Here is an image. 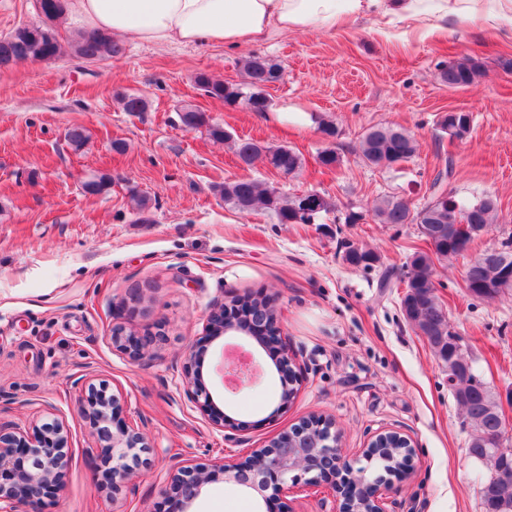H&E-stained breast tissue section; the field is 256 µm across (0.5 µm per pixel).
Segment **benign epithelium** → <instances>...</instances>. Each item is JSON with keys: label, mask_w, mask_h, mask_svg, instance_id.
<instances>
[{"label": "benign epithelium", "mask_w": 512, "mask_h": 512, "mask_svg": "<svg viewBox=\"0 0 512 512\" xmlns=\"http://www.w3.org/2000/svg\"><path fill=\"white\" fill-rule=\"evenodd\" d=\"M228 314L224 305L213 308L206 319L205 329L211 336H223L236 332L227 326ZM112 346L132 354V358L144 356V344L125 336L124 331L112 329ZM448 382L453 386L456 402L463 403L468 392L457 385L460 378L470 371V362L461 360L452 353L448 355ZM222 382H228L229 375L236 376L234 389H241L260 378L261 368L254 357L249 355V365L242 370L231 372L226 365L219 368ZM179 387L183 388L188 402L202 414L208 416L214 425L224 427V413L218 411L210 391L207 389L203 372L186 371L181 376ZM92 391L87 403L79 408V416L88 420L95 430L100 455L112 461V485L118 486L134 477L128 458L136 457V451L146 447L145 437L139 429L126 423L110 428L115 415V400L105 391L88 384ZM306 423L295 427L297 438L290 433L280 434L270 448H261L243 463L223 461L212 469H199L185 475L186 467L172 469L165 478V493L172 501V512H196L195 505L207 487L221 479L241 491L265 497L269 489L283 492L288 483L296 481L294 472L304 470L317 472L322 478L328 475L339 477L336 491L343 495V512L350 510L351 502L358 497L372 504L370 512H384L382 485L387 478H376L369 474L372 458L365 456L367 465L353 470L342 462L340 449L336 448V432L327 424L326 439L317 452L309 453L300 447V437ZM69 433L67 426L57 420L33 425L31 430L0 433V512H16L17 504L37 501L61 482L69 461ZM489 449L480 459L487 471V486L497 498L500 512H512V494L499 493L501 483L507 481L504 472L508 452L503 437L488 441Z\"/></svg>", "instance_id": "benign-epithelium-1"}]
</instances>
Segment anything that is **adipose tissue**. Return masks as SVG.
<instances>
[{
  "instance_id": "1",
  "label": "adipose tissue",
  "mask_w": 512,
  "mask_h": 512,
  "mask_svg": "<svg viewBox=\"0 0 512 512\" xmlns=\"http://www.w3.org/2000/svg\"><path fill=\"white\" fill-rule=\"evenodd\" d=\"M68 12L82 28L130 42L235 47L357 18L411 21L427 33L450 19L497 23L512 18V0H69Z\"/></svg>"
}]
</instances>
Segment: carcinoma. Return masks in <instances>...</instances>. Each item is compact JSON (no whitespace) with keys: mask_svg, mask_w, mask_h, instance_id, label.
I'll return each instance as SVG.
<instances>
[{"mask_svg":"<svg viewBox=\"0 0 512 512\" xmlns=\"http://www.w3.org/2000/svg\"><path fill=\"white\" fill-rule=\"evenodd\" d=\"M47 21L38 24H21L0 39V67L19 61L35 60L51 63L62 54L59 30L67 15V0H41ZM71 53L77 59L96 62L110 59L122 53V47L111 35L98 31H80L71 43ZM284 71L278 61L252 54L243 61L241 80L224 82L206 72H199L194 83L204 95L224 101L231 107H241L250 112H266L271 107L267 94L269 84L276 81ZM483 75L481 65L472 58H463L448 64L440 72V80L450 88L472 85ZM122 109L132 115L148 110L147 99L139 94H124ZM181 124L188 130L205 128L214 142L233 140L224 126L212 123L205 113L195 107L186 106L178 113ZM473 117L469 112H450L440 122L441 129L449 137L465 138L472 127ZM88 139L86 130L80 126L68 128L65 140L68 146L78 151ZM236 156L245 165H251L262 157L273 169L286 175L297 173L303 166L299 153L287 146L269 147L253 139H241L235 143ZM419 140L402 128L375 126L369 128L361 141V153L365 161L377 167L390 168L408 162L420 151ZM452 174L448 167L435 177L431 200L420 210L413 212L407 203L398 197L385 196L373 208V217L381 224H415L429 250L413 252L407 263L404 276V293L401 312L407 323L418 330L430 327V346L439 360H445L439 348L437 336L449 339L448 350H453L451 330L453 326L437 295L434 279L435 262L458 257L466 252L481 230L494 223L497 203L491 197L478 200L458 198L448 193L444 183ZM112 176L100 173L83 184L89 195H98L109 189ZM221 194L224 204L239 212L264 210L279 224H315L331 208L330 201L315 193L308 209H303L295 194L285 195L264 182L253 178L224 181ZM344 260L355 268L371 269L380 262V256L365 247L350 249ZM512 266V244L502 248H489L475 256L464 272L468 293L477 299L491 300L512 290V276L505 273L504 263ZM470 389L468 401L462 405L465 418L473 425L475 435L468 444V454L476 459L485 455L483 444L488 438L504 433L501 409L487 383L476 367H471L470 376L464 379Z\"/></svg>","mask_w":512,"mask_h":512,"instance_id":"cac0c4a2","label":"carcinoma"}]
</instances>
